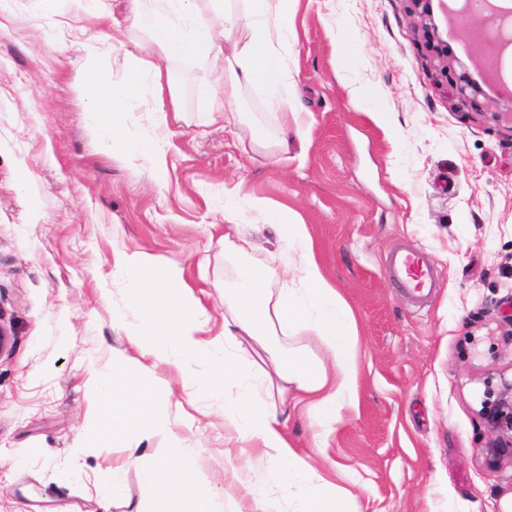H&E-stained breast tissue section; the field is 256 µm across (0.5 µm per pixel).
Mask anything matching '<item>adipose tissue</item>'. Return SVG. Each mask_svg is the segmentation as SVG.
Wrapping results in <instances>:
<instances>
[{
	"instance_id": "1",
	"label": "adipose tissue",
	"mask_w": 512,
	"mask_h": 512,
	"mask_svg": "<svg viewBox=\"0 0 512 512\" xmlns=\"http://www.w3.org/2000/svg\"><path fill=\"white\" fill-rule=\"evenodd\" d=\"M299 0H142L133 23L147 31L152 43L138 60L136 71L119 81L80 66L75 79L85 97L89 123L114 156L162 159L167 142L156 134L129 139L124 118L144 94L157 103L173 97L162 65L188 58L221 61L224 76L207 92L198 120L205 125L232 126V104L241 88L283 82L280 47L292 33ZM221 11L215 22L213 11ZM264 215L254 233L273 228L284 243L282 265L289 284L274 287L273 273L263 263L243 267L242 287L224 291L228 312L221 334L223 348L202 339L208 322L206 308L182 272H160L141 251H122L114 265L133 286L126 303L138 311L137 324L126 327L133 357L113 358L111 383L102 389L98 440L127 449L123 465L106 474L105 498L124 493L122 466L139 468L140 480L157 495V512H214V489L195 473V449L173 438L170 452L141 464L136 441L145 432L167 426L164 402L149 368L178 369L194 397L218 399L226 388L236 396L224 409V426L258 449L260 476L245 486L252 512H354L353 496L322 475L315 459L294 448L279 417L276 396H288L302 407L315 448L327 447L344 410L358 400L361 369L359 334L354 312L325 278L315 258L305 225L293 223L287 210L274 209L242 186L224 191V246L233 248L241 234L242 211ZM310 331L324 345L318 357L289 337ZM208 365L207 374L196 371Z\"/></svg>"
}]
</instances>
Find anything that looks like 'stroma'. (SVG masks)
I'll return each mask as SVG.
<instances>
[{"label": "stroma", "mask_w": 512, "mask_h": 512, "mask_svg": "<svg viewBox=\"0 0 512 512\" xmlns=\"http://www.w3.org/2000/svg\"><path fill=\"white\" fill-rule=\"evenodd\" d=\"M128 0H112L125 33L114 48L90 35L89 69L123 79L136 45ZM478 17L447 27L449 73L427 51L410 0H299L295 37L283 49L286 79L309 111L287 159L244 153L254 131L278 132L262 88L243 89L231 129L195 123L219 66L173 60L182 119L157 127L144 97L125 122L137 139L161 129L163 160L112 156L85 119L66 35L13 0L0 25V512H155L136 467L124 499L107 504L99 479L127 451L98 441V393L114 356L133 354L112 322H136L130 280L114 255L139 250L179 269L210 315L224 321L228 262L216 207L225 186L282 205L306 225L326 279L350 304L361 377L321 472L355 498L357 512H512V468H482L477 412L488 377L512 374L503 303L512 297V62L503 82L463 99L440 89L472 66ZM352 40L337 63L335 36ZM367 89L363 98L351 87ZM386 112L387 125L372 115ZM406 244L433 259L439 285L425 306L389 282V251ZM169 427L142 436V462L167 453L171 435L196 448L198 476L223 512H249L246 465L224 430L235 396L189 403L177 370L159 369Z\"/></svg>", "instance_id": "1"}]
</instances>
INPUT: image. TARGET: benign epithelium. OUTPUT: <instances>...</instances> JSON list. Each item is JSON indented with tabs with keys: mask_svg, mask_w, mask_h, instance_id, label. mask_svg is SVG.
Segmentation results:
<instances>
[{
	"mask_svg": "<svg viewBox=\"0 0 512 512\" xmlns=\"http://www.w3.org/2000/svg\"><path fill=\"white\" fill-rule=\"evenodd\" d=\"M420 18L427 48L438 57H448L447 43L441 38L434 21V9L448 17L445 0H412ZM512 10L496 9L484 17L483 31L492 30L495 38H484L479 46V56L487 58L486 45H492L497 57L512 48ZM478 433L489 436L480 448L481 464L488 471H497L506 465L512 466V379L499 376L495 382L486 384L484 399L478 412Z\"/></svg>",
	"mask_w": 512,
	"mask_h": 512,
	"instance_id": "1",
	"label": "benign epithelium"
}]
</instances>
